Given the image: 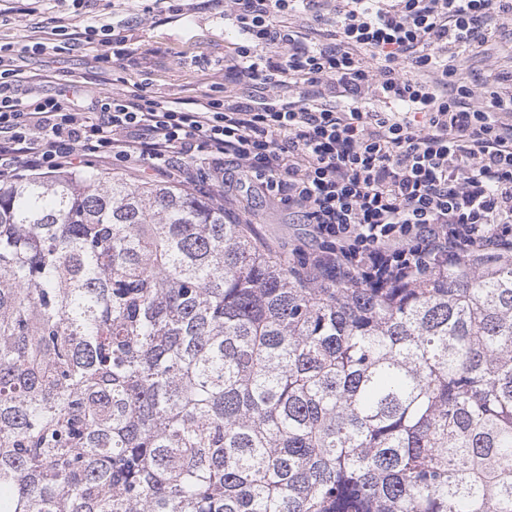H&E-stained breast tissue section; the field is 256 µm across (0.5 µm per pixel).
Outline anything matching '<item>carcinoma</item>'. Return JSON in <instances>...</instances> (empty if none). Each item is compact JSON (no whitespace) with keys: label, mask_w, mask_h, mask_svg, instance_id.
I'll list each match as a JSON object with an SVG mask.
<instances>
[{"label":"carcinoma","mask_w":512,"mask_h":512,"mask_svg":"<svg viewBox=\"0 0 512 512\" xmlns=\"http://www.w3.org/2000/svg\"><path fill=\"white\" fill-rule=\"evenodd\" d=\"M295 268L176 185H0V512H512V257Z\"/></svg>","instance_id":"carcinoma-1"}]
</instances>
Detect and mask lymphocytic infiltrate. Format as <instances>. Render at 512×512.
<instances>
[{
  "mask_svg": "<svg viewBox=\"0 0 512 512\" xmlns=\"http://www.w3.org/2000/svg\"><path fill=\"white\" fill-rule=\"evenodd\" d=\"M228 2L243 42L224 95L189 107L141 83L44 96L0 68V184L96 157L221 197L229 167L307 225L310 247L292 255L370 287L512 254L511 77L479 88L457 63L512 0Z\"/></svg>",
  "mask_w": 512,
  "mask_h": 512,
  "instance_id": "1",
  "label": "lymphocytic infiltrate"
}]
</instances>
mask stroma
I'll list each match as a JSON object with an SVG mask.
<instances>
[{"label": "stroma", "instance_id": "35a3bbf8", "mask_svg": "<svg viewBox=\"0 0 512 512\" xmlns=\"http://www.w3.org/2000/svg\"><path fill=\"white\" fill-rule=\"evenodd\" d=\"M178 10L160 13L152 0H54L50 9H38L34 0H0V46L29 45L20 64L40 78V90L58 94L77 76L101 88L118 91L121 80L145 83L149 91L190 102L204 94H224V57L241 37L224 21L219 0H177ZM68 33L56 38L57 53L35 51L36 43L52 37L58 22ZM112 25L125 30L133 47L121 67L101 70L95 50L86 45V26ZM237 200L234 218L249 222L253 236L265 247L284 254L302 245L304 225L288 221L285 209L273 205L257 189L231 184Z\"/></svg>", "mask_w": 512, "mask_h": 512}]
</instances>
